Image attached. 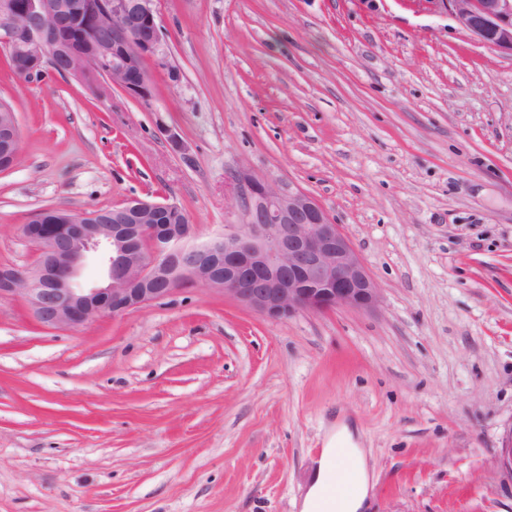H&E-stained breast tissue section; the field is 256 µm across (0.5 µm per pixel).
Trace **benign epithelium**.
Returning <instances> with one entry per match:
<instances>
[{
    "label": "benign epithelium",
    "mask_w": 512,
    "mask_h": 512,
    "mask_svg": "<svg viewBox=\"0 0 512 512\" xmlns=\"http://www.w3.org/2000/svg\"><path fill=\"white\" fill-rule=\"evenodd\" d=\"M448 7L489 50L512 55V0H448ZM162 41L154 0H0V50L25 82L49 68L82 82L101 78L149 105L154 87L144 62ZM20 156L16 113L1 100L0 171ZM237 193L240 222L198 244L195 225L167 201L134 198L110 214L42 210L22 225L37 260L0 266V298L23 297L52 329L118 317L189 286L222 292L270 320L379 305L377 283L313 196L245 172ZM90 258L101 277L85 286Z\"/></svg>",
    "instance_id": "7a95c632"
}]
</instances>
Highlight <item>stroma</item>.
Returning <instances> with one entry per match:
<instances>
[{
  "mask_svg": "<svg viewBox=\"0 0 512 512\" xmlns=\"http://www.w3.org/2000/svg\"><path fill=\"white\" fill-rule=\"evenodd\" d=\"M156 8L147 107L0 56L21 129L0 265L34 263L46 208L167 200L222 236L245 171L314 196L381 302L275 321L182 288L55 330L0 298V512H300L341 421L369 512H512V56L441 0Z\"/></svg>",
  "mask_w": 512,
  "mask_h": 512,
  "instance_id": "1",
  "label": "stroma"
}]
</instances>
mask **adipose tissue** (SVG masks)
<instances>
[{
	"label": "adipose tissue",
	"mask_w": 512,
	"mask_h": 512,
	"mask_svg": "<svg viewBox=\"0 0 512 512\" xmlns=\"http://www.w3.org/2000/svg\"><path fill=\"white\" fill-rule=\"evenodd\" d=\"M346 471L353 477L355 489L344 494L343 512H363L373 490V474L365 449L354 446L348 428H340L329 439L318 461L313 478L302 499L301 512H320L325 502L324 491L336 472Z\"/></svg>",
	"instance_id": "obj_1"
}]
</instances>
